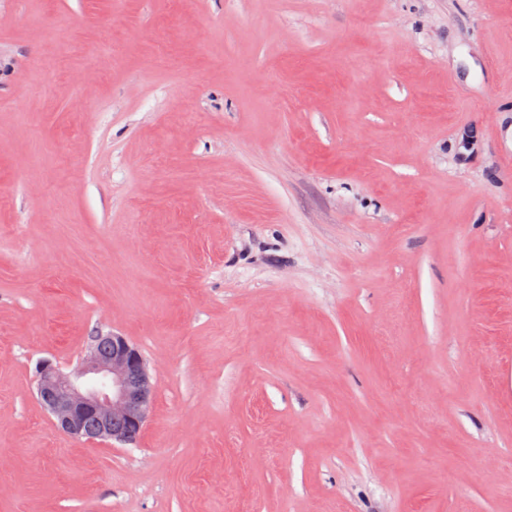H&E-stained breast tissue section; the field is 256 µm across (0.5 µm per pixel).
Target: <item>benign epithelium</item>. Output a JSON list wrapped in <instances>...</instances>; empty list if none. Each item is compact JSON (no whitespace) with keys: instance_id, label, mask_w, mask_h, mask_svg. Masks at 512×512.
<instances>
[{"instance_id":"benign-epithelium-1","label":"benign epithelium","mask_w":512,"mask_h":512,"mask_svg":"<svg viewBox=\"0 0 512 512\" xmlns=\"http://www.w3.org/2000/svg\"><path fill=\"white\" fill-rule=\"evenodd\" d=\"M88 344L68 372L50 360L37 366V397L58 429L73 438L129 444L146 424L154 386L141 352L125 337ZM96 429L88 431L87 422Z\"/></svg>"}]
</instances>
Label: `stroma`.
Masks as SVG:
<instances>
[{
	"label": "stroma",
	"instance_id": "1",
	"mask_svg": "<svg viewBox=\"0 0 512 512\" xmlns=\"http://www.w3.org/2000/svg\"><path fill=\"white\" fill-rule=\"evenodd\" d=\"M0 512H512V0H0ZM100 335L109 344L107 351L95 339L68 372L50 360L41 361L37 397L62 433L129 444L146 424L154 386L145 359L133 344L115 333ZM89 420L95 422L93 432L87 429Z\"/></svg>",
	"mask_w": 512,
	"mask_h": 512
}]
</instances>
